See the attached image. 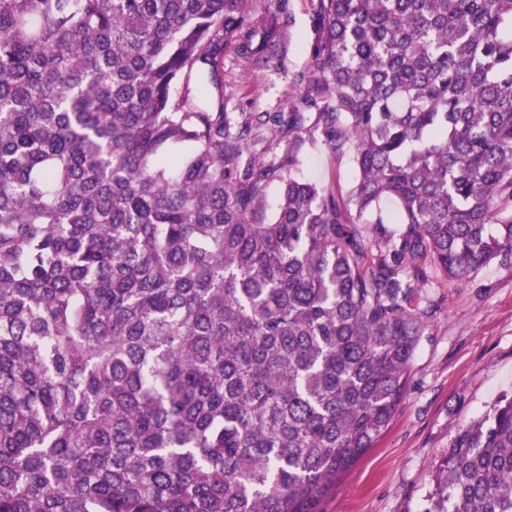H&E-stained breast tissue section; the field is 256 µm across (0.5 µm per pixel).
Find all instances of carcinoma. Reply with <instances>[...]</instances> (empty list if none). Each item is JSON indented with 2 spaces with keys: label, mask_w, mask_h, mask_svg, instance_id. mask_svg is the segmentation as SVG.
<instances>
[{
  "label": "carcinoma",
  "mask_w": 512,
  "mask_h": 512,
  "mask_svg": "<svg viewBox=\"0 0 512 512\" xmlns=\"http://www.w3.org/2000/svg\"><path fill=\"white\" fill-rule=\"evenodd\" d=\"M244 5L0 0V512H324L430 269L512 262V0H319L318 118L266 114L269 160L224 112V48L278 46ZM308 141L346 194L296 176ZM432 484L512 512V397Z\"/></svg>",
  "instance_id": "cac0c4a2"
}]
</instances>
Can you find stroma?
Wrapping results in <instances>:
<instances>
[{"mask_svg":"<svg viewBox=\"0 0 512 512\" xmlns=\"http://www.w3.org/2000/svg\"><path fill=\"white\" fill-rule=\"evenodd\" d=\"M318 0H247L277 11L279 50L267 66H245L224 51V109L235 122L291 112L314 82L311 49ZM303 177L335 192L355 180L349 161L310 148ZM423 293L435 305L409 369L406 396L373 448L343 476L324 512H426L431 476L458 430L512 395V264L481 269L457 284L433 272Z\"/></svg>","mask_w":512,"mask_h":512,"instance_id":"1","label":"stroma"}]
</instances>
